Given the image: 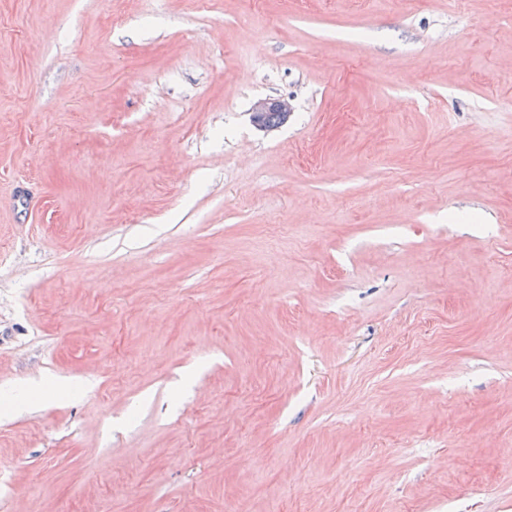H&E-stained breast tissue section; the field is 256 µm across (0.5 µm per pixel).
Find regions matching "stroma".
<instances>
[{"mask_svg":"<svg viewBox=\"0 0 512 512\" xmlns=\"http://www.w3.org/2000/svg\"><path fill=\"white\" fill-rule=\"evenodd\" d=\"M0 84V512H512V0H0ZM266 112L268 113L266 114ZM279 112L282 115L283 123L288 119L290 112H292V107L288 103V100L271 97L259 98L252 104L251 119L260 129L270 130L277 127L271 125H278L281 122ZM265 121L270 125L266 124Z\"/></svg>","mask_w":512,"mask_h":512,"instance_id":"35a3bbf8","label":"stroma"}]
</instances>
